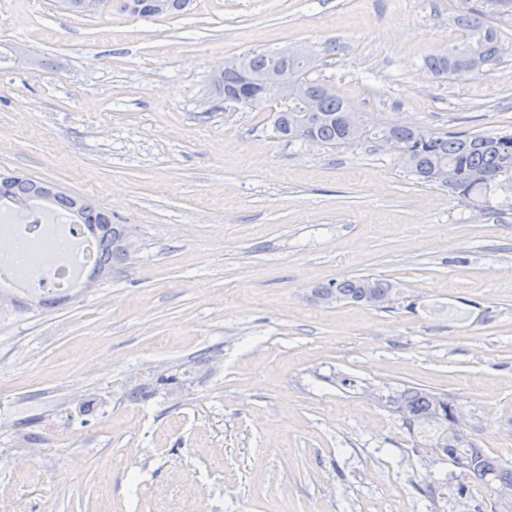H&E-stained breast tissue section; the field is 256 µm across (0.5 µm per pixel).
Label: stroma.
I'll return each instance as SVG.
<instances>
[{
  "label": "stroma",
  "mask_w": 512,
  "mask_h": 512,
  "mask_svg": "<svg viewBox=\"0 0 512 512\" xmlns=\"http://www.w3.org/2000/svg\"><path fill=\"white\" fill-rule=\"evenodd\" d=\"M459 37L453 0H190L151 20L0 0V172L91 198L140 245L55 307L0 310V512H492L378 397L447 394L512 462V210L476 219L370 140L280 138L211 85L226 58L304 46L357 111L512 133V59L419 82ZM359 276L406 307L312 295ZM176 365L181 385L129 399Z\"/></svg>",
  "instance_id": "1"
}]
</instances>
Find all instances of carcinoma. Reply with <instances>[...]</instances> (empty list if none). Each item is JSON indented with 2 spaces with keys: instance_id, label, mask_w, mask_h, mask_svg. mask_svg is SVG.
Listing matches in <instances>:
<instances>
[{
  "instance_id": "carcinoma-1",
  "label": "carcinoma",
  "mask_w": 512,
  "mask_h": 512,
  "mask_svg": "<svg viewBox=\"0 0 512 512\" xmlns=\"http://www.w3.org/2000/svg\"><path fill=\"white\" fill-rule=\"evenodd\" d=\"M166 8L158 12L153 0H136L142 19L171 16L181 13L189 0H165ZM460 14L458 24L462 38L454 46L426 60L434 74L448 79L480 76L498 62V31L489 18H512V0H456ZM275 56L269 51H254L242 62L254 73L269 68ZM297 96L279 105L274 124L280 137L290 142L301 141L324 147L338 148L373 137L392 140L398 144L401 161L425 183H440L451 192L477 207L489 200L491 193L507 186L512 189V134L490 137L472 133H437L421 126L392 124L387 127H353L347 113L353 107L332 88L309 78L313 63L294 59L288 61ZM214 94L254 111H262L265 100L256 93H244L234 80L214 71ZM318 101V112L306 118V101ZM47 181L26 175L11 174L4 190H0V207L19 200L33 201L40 207L48 201L58 209L75 216L74 223L98 230L103 252L99 270H110L128 260L115 241L131 229L125 224L112 223V214L99 207L79 211L74 196L56 192L45 193ZM316 298L331 294L337 301L351 300L375 308H387L385 301L399 296L396 285L386 279L371 276L344 279L319 286L313 290ZM384 405L397 415L409 433L420 437L419 448L462 469L475 486L494 494L497 512H512V497L503 495L512 489V466L492 456L470 437L462 418L456 416L458 407L448 396L430 389L406 387L386 396Z\"/></svg>"
}]
</instances>
